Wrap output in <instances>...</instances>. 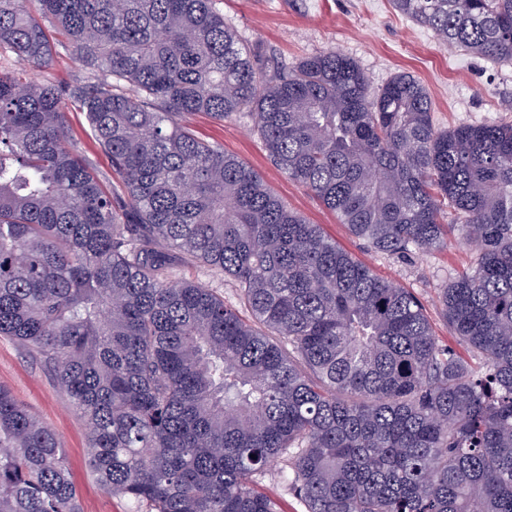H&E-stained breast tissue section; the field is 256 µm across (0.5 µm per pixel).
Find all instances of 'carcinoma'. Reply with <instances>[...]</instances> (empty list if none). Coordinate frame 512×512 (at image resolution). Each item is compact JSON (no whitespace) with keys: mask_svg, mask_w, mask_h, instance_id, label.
I'll return each instance as SVG.
<instances>
[{"mask_svg":"<svg viewBox=\"0 0 512 512\" xmlns=\"http://www.w3.org/2000/svg\"><path fill=\"white\" fill-rule=\"evenodd\" d=\"M449 47L512 61V0H391ZM84 79L0 72V336L88 429L91 473L134 512H512V123L435 128L401 72L375 95L329 50L273 73L214 0H0V50ZM79 104L112 190L75 153ZM249 118L270 159L391 258L474 261L440 299L293 212L189 119ZM457 223H448V215ZM228 279L237 301L184 278ZM0 512H81L58 437L0 386ZM84 75V69L76 61L72 48L68 45L58 47L56 63L52 70L47 72L29 71L27 77L35 80H51L71 83ZM277 466L267 471L257 480L258 488L269 494L282 512H306L304 503L290 489L284 475H280Z\"/></svg>","mask_w":512,"mask_h":512,"instance_id":"cac0c4a2","label":"carcinoma"}]
</instances>
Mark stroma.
I'll use <instances>...</instances> for the list:
<instances>
[{
    "mask_svg": "<svg viewBox=\"0 0 512 512\" xmlns=\"http://www.w3.org/2000/svg\"><path fill=\"white\" fill-rule=\"evenodd\" d=\"M218 6L240 41L261 58L292 65L303 57L336 50L367 75L373 93L397 73L412 74L429 91L437 128L512 122V64L446 48L429 29L396 12L390 0H218ZM63 110L77 154L93 163L104 182H111V160L90 137L83 112L69 101ZM191 126L197 135L222 144L254 169L292 210L320 225L355 258L408 288L425 307L439 343L456 347L438 290L470 263V248L451 246L407 259L382 256L353 238L334 213L270 162L249 119L220 123L199 114L192 117ZM0 386L10 389L57 433L70 461L82 512H130L128 499L110 495L96 484L87 466L82 419L39 361L5 336H0Z\"/></svg>",
    "mask_w": 512,
    "mask_h": 512,
    "instance_id": "stroma-1",
    "label": "stroma"
}]
</instances>
